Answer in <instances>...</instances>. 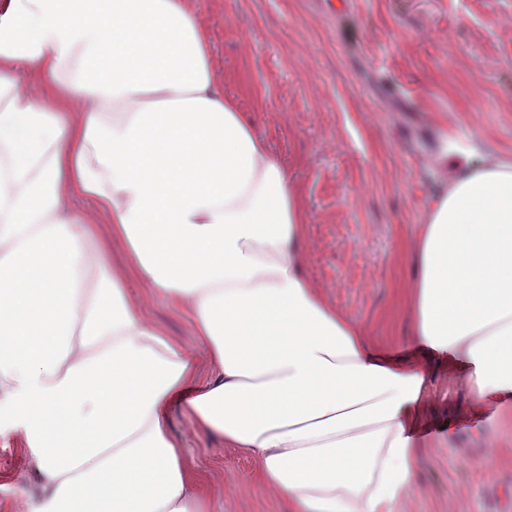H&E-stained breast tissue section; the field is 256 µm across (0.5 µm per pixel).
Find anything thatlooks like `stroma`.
I'll return each mask as SVG.
<instances>
[{
	"instance_id": "stroma-1",
	"label": "stroma",
	"mask_w": 512,
	"mask_h": 512,
	"mask_svg": "<svg viewBox=\"0 0 512 512\" xmlns=\"http://www.w3.org/2000/svg\"><path fill=\"white\" fill-rule=\"evenodd\" d=\"M224 95L287 165L306 215L308 273L336 307L386 334L391 261L449 173L444 141L512 151V0H189ZM407 512H512V433L460 411L447 369ZM173 432L205 478L211 512H289L243 451ZM33 481L0 447V512Z\"/></svg>"
}]
</instances>
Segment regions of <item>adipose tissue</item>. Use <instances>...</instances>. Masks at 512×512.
I'll return each instance as SVG.
<instances>
[{
    "mask_svg": "<svg viewBox=\"0 0 512 512\" xmlns=\"http://www.w3.org/2000/svg\"><path fill=\"white\" fill-rule=\"evenodd\" d=\"M438 162L390 318L512 428V153ZM305 226L187 0H0V446L37 475L24 512H210L175 408L290 512H404L433 391L310 281ZM149 308L155 320L174 336L186 340L190 338V325L186 318L179 311L171 308L163 299L152 297L149 301Z\"/></svg>",
    "mask_w": 512,
    "mask_h": 512,
    "instance_id": "1",
    "label": "adipose tissue"
}]
</instances>
